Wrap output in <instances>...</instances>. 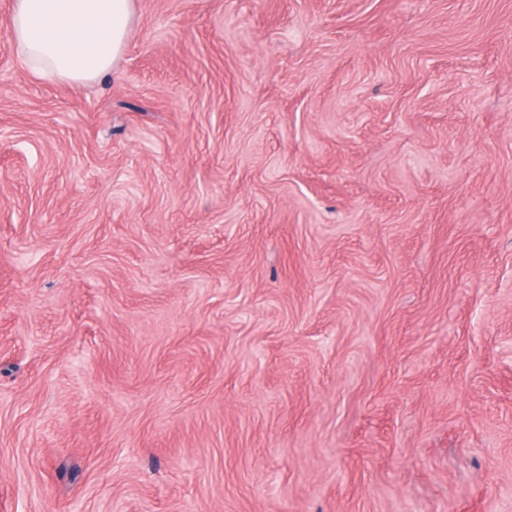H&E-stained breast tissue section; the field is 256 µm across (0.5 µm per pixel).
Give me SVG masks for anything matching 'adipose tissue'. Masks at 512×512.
I'll use <instances>...</instances> for the list:
<instances>
[{
	"instance_id": "adipose-tissue-1",
	"label": "adipose tissue",
	"mask_w": 512,
	"mask_h": 512,
	"mask_svg": "<svg viewBox=\"0 0 512 512\" xmlns=\"http://www.w3.org/2000/svg\"><path fill=\"white\" fill-rule=\"evenodd\" d=\"M134 0H15L12 48L38 76L85 85L109 75L122 54Z\"/></svg>"
}]
</instances>
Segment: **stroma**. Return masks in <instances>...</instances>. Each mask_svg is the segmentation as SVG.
Here are the masks:
<instances>
[{
    "mask_svg": "<svg viewBox=\"0 0 512 512\" xmlns=\"http://www.w3.org/2000/svg\"><path fill=\"white\" fill-rule=\"evenodd\" d=\"M0 0V512H512V0ZM133 0H15L12 48L38 76L86 85L112 72L133 18Z\"/></svg>",
    "mask_w": 512,
    "mask_h": 512,
    "instance_id": "stroma-1",
    "label": "stroma"
}]
</instances>
